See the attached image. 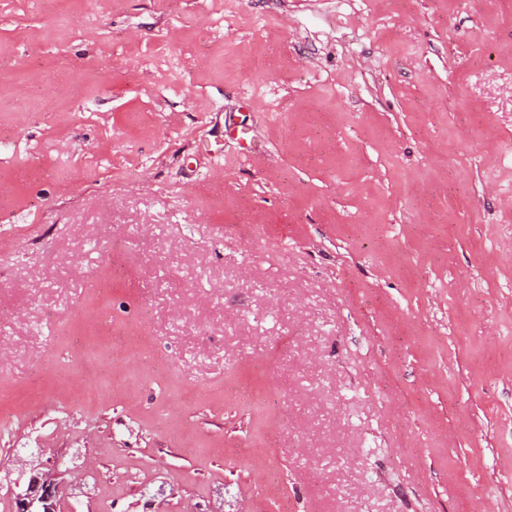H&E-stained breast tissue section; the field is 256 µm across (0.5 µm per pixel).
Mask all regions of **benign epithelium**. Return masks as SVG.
<instances>
[{"instance_id":"1","label":"benign epithelium","mask_w":512,"mask_h":512,"mask_svg":"<svg viewBox=\"0 0 512 512\" xmlns=\"http://www.w3.org/2000/svg\"><path fill=\"white\" fill-rule=\"evenodd\" d=\"M60 461L30 463L24 476L8 480L15 512H60L64 502V472Z\"/></svg>"}]
</instances>
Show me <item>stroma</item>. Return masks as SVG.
Segmentation results:
<instances>
[{"mask_svg": "<svg viewBox=\"0 0 512 512\" xmlns=\"http://www.w3.org/2000/svg\"><path fill=\"white\" fill-rule=\"evenodd\" d=\"M0 402L78 512H512V0H0Z\"/></svg>", "mask_w": 512, "mask_h": 512, "instance_id": "obj_1", "label": "stroma"}]
</instances>
